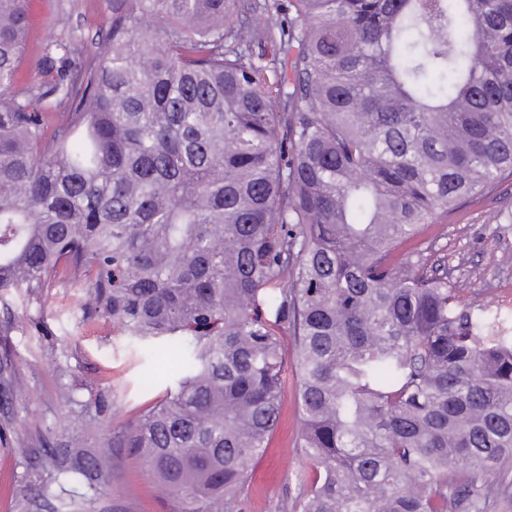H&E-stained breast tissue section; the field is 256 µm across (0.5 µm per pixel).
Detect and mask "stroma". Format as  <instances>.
<instances>
[{
    "label": "stroma",
    "instance_id": "obj_1",
    "mask_svg": "<svg viewBox=\"0 0 512 512\" xmlns=\"http://www.w3.org/2000/svg\"><path fill=\"white\" fill-rule=\"evenodd\" d=\"M112 15V0H30V37L17 74V89L34 76L41 44L60 30L88 40L90 54L101 50L93 36ZM439 247L464 289L463 299L481 293L501 316H512V177L487 195L463 200L445 223L434 225ZM81 289L53 290L39 306L14 309L22 326L0 338V361L10 382L0 385V499L5 512H169L141 462L127 449L114 451V467L94 503H83L80 480L67 492L43 498L40 487L54 483L48 449L64 444L78 421L85 378L105 372V418L120 427L127 417L158 398L177 369L166 355H147L129 338L102 324H82ZM278 425L257 462L236 512H301L309 468L299 446L301 410L293 363H286Z\"/></svg>",
    "mask_w": 512,
    "mask_h": 512
}]
</instances>
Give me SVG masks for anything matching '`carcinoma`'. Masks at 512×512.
Masks as SVG:
<instances>
[{"label": "carcinoma", "instance_id": "1", "mask_svg": "<svg viewBox=\"0 0 512 512\" xmlns=\"http://www.w3.org/2000/svg\"><path fill=\"white\" fill-rule=\"evenodd\" d=\"M27 4L0 0V302L80 288L183 364L58 476L93 498L127 448L174 512H234L290 336L303 512H512V322L428 235L512 176V0H112L100 58L63 32L16 92Z\"/></svg>", "mask_w": 512, "mask_h": 512}]
</instances>
